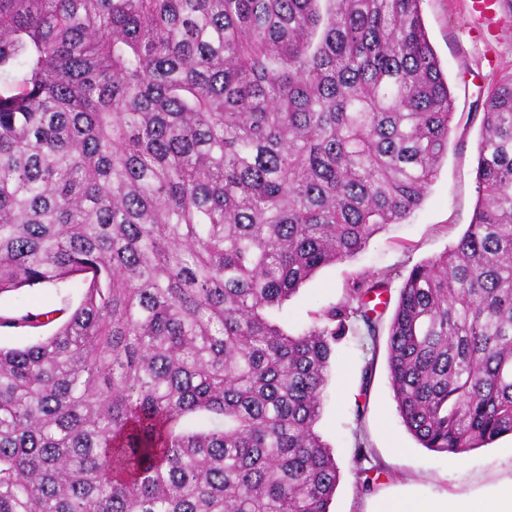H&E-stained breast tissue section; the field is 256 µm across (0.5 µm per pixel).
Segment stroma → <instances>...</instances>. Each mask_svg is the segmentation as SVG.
<instances>
[{
  "label": "stroma",
  "instance_id": "35a3bbf8",
  "mask_svg": "<svg viewBox=\"0 0 512 512\" xmlns=\"http://www.w3.org/2000/svg\"><path fill=\"white\" fill-rule=\"evenodd\" d=\"M420 10L454 96L448 153L415 213L384 227L355 257L320 269L285 303L279 320L289 332L311 325L315 312L344 300L349 282L373 273L390 277L384 294L388 305L380 319L381 328H388L410 270L445 252L472 220L479 197L480 123L475 110L489 87L512 73V0H498L492 32L473 19L463 0H422ZM81 297V287L71 281L24 288L0 294V313L72 309ZM316 429L341 471L330 512H367L373 502L400 494H490L512 480L511 436L461 457L432 452L416 442L396 411L382 339L371 344L350 334L336 343ZM359 443L380 469L368 492L354 470Z\"/></svg>",
  "mask_w": 512,
  "mask_h": 512
}]
</instances>
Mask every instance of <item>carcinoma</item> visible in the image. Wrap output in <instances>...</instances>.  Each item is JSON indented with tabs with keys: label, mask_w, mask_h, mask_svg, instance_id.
I'll use <instances>...</instances> for the list:
<instances>
[{
	"label": "carcinoma",
	"mask_w": 512,
	"mask_h": 512,
	"mask_svg": "<svg viewBox=\"0 0 512 512\" xmlns=\"http://www.w3.org/2000/svg\"><path fill=\"white\" fill-rule=\"evenodd\" d=\"M420 2L0 0V294L83 287L0 346V512H329L333 346L377 340L388 278L296 333L275 312L447 153ZM479 115L473 219L387 337L404 427L452 456L512 435V73Z\"/></svg>",
	"instance_id": "carcinoma-1"
}]
</instances>
